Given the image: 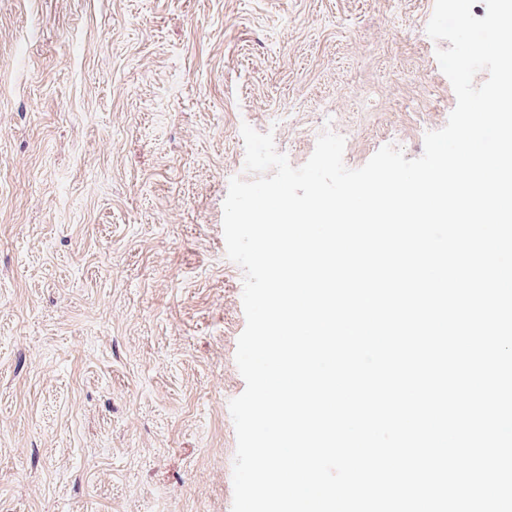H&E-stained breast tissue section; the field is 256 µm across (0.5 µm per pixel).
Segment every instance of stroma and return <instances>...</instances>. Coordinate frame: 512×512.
I'll list each match as a JSON object with an SVG mask.
<instances>
[{
	"label": "stroma",
	"mask_w": 512,
	"mask_h": 512,
	"mask_svg": "<svg viewBox=\"0 0 512 512\" xmlns=\"http://www.w3.org/2000/svg\"><path fill=\"white\" fill-rule=\"evenodd\" d=\"M435 0H0V512H231L242 124L415 159Z\"/></svg>",
	"instance_id": "1"
}]
</instances>
